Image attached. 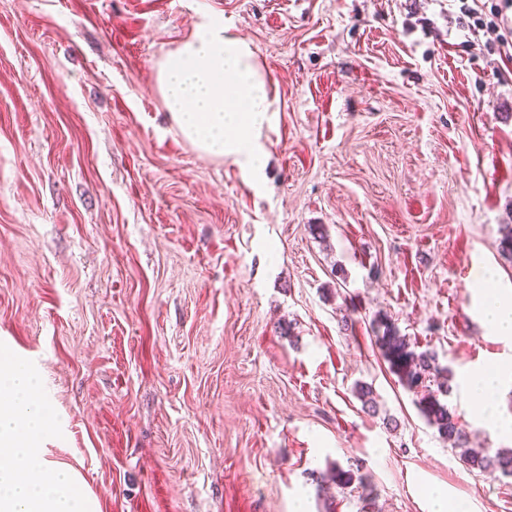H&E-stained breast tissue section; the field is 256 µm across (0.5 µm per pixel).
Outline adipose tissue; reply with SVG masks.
<instances>
[{
  "instance_id": "1",
  "label": "adipose tissue",
  "mask_w": 512,
  "mask_h": 512,
  "mask_svg": "<svg viewBox=\"0 0 512 512\" xmlns=\"http://www.w3.org/2000/svg\"><path fill=\"white\" fill-rule=\"evenodd\" d=\"M157 89L172 122L201 154L228 159L245 177L268 163L264 139L278 112L253 46L223 21L198 24L156 63ZM0 512H93L74 471L46 458L40 441L54 414L31 370L0 356Z\"/></svg>"
}]
</instances>
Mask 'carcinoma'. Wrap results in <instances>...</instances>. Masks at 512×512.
Masks as SVG:
<instances>
[{
	"mask_svg": "<svg viewBox=\"0 0 512 512\" xmlns=\"http://www.w3.org/2000/svg\"><path fill=\"white\" fill-rule=\"evenodd\" d=\"M382 340L386 358L391 365L404 371L408 388H417L425 383L432 373L442 371L435 352L414 353L409 350L406 339L393 331L391 326H384ZM355 393L365 410L372 414L377 413V402L371 385L359 382L355 386ZM422 412L428 422L436 426L441 435L448 438L452 444V450L467 469L477 470L493 477H512V449L493 451L489 448L471 447L468 435L458 427L448 405L435 396L428 399ZM321 481L347 488L353 482V473L336 468L322 476Z\"/></svg>",
	"mask_w": 512,
	"mask_h": 512,
	"instance_id": "carcinoma-1",
	"label": "carcinoma"
}]
</instances>
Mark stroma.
<instances>
[{"label":"stroma","instance_id":"stroma-1","mask_svg":"<svg viewBox=\"0 0 512 512\" xmlns=\"http://www.w3.org/2000/svg\"><path fill=\"white\" fill-rule=\"evenodd\" d=\"M459 16L0 0V351L39 377L46 456L97 512H430L431 487L512 512V478L468 470L381 347L387 322L435 351L473 445L512 448L466 385L500 367L512 420V337L482 319L486 272L512 296V62ZM204 17L271 78L263 178L199 153L158 93ZM337 466L355 483L321 492Z\"/></svg>","mask_w":512,"mask_h":512}]
</instances>
